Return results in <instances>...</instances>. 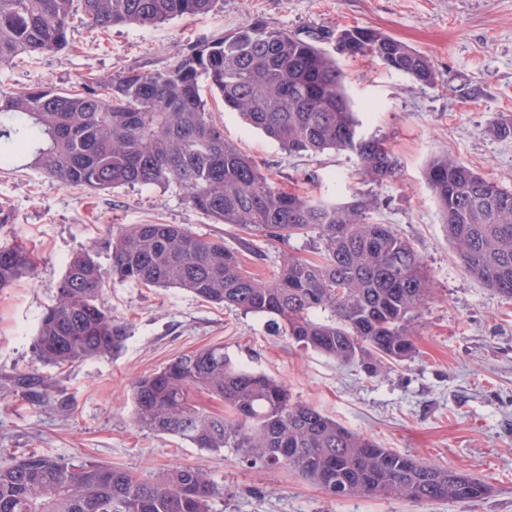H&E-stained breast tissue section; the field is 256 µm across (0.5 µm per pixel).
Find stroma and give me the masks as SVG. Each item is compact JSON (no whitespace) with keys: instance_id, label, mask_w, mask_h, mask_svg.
<instances>
[{"instance_id":"stroma-1","label":"stroma","mask_w":512,"mask_h":512,"mask_svg":"<svg viewBox=\"0 0 512 512\" xmlns=\"http://www.w3.org/2000/svg\"><path fill=\"white\" fill-rule=\"evenodd\" d=\"M263 22L335 52L336 35L367 27L430 58L436 82L423 85L360 57L343 61L344 85L364 134L385 140L400 169L363 180L355 157L333 150L291 156L233 112L216 107L224 137L253 158L276 186L344 204L371 198L370 222L392 225L423 259L437 295L417 322L415 358L370 375L289 342L266 317L202 301L180 288L108 280L103 300L129 327L120 352L64 367L43 363L36 334L56 301L70 259L90 250L112 266L109 242L131 224H179L224 242L245 270L271 277L284 254L321 257L317 235L289 241L217 224L185 190L61 186L21 161L0 165V242H18L34 273L0 290V464L29 450L119 466L154 480L203 466L220 497L213 512H512V298L464 269L448 241L425 179L447 155L512 189V137L489 127L512 115V0H221L191 19L157 26H91L70 20L67 49L0 66V90L51 84L69 89L135 69H164L191 46ZM241 366L283 381L311 405L381 447L464 470L491 488L475 502L417 504L363 496L336 498L282 468L251 467L232 449L209 451L132 422V384L174 357L213 344ZM49 383L48 396L23 395L18 376Z\"/></svg>"}]
</instances>
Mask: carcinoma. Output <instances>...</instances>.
Listing matches in <instances>:
<instances>
[{
    "instance_id": "carcinoma-1",
    "label": "carcinoma",
    "mask_w": 512,
    "mask_h": 512,
    "mask_svg": "<svg viewBox=\"0 0 512 512\" xmlns=\"http://www.w3.org/2000/svg\"><path fill=\"white\" fill-rule=\"evenodd\" d=\"M216 2L0 0V65L65 49L78 5L90 25L109 28L193 18ZM338 43L333 56L257 22L191 47L160 71L130 70L80 90L0 92V164L29 157L59 185L94 191L174 183L218 224L280 240L313 232L324 244L320 260L287 255L263 280L222 242L175 224H133L112 239L111 270L87 252L71 258L40 320L39 360L62 367L123 347L127 325L102 301L111 277L267 317L293 342L370 374L414 357V322L436 288L411 242L389 224L367 222L366 198L336 204L272 185L209 116L208 99H219L291 155L346 151L365 179L394 177L389 148L358 130L339 58L372 57L423 85L435 83L432 62L371 28L344 29ZM425 177L464 269L512 298V190L446 155L431 159ZM33 266L27 248L0 244V290ZM133 403L140 430L233 448L249 465L286 468L333 497L428 504L490 493L459 469L382 448L293 399L285 383L234 363L222 344L139 378ZM220 495L199 465L153 481L38 451L0 465V512H212Z\"/></svg>"
}]
</instances>
